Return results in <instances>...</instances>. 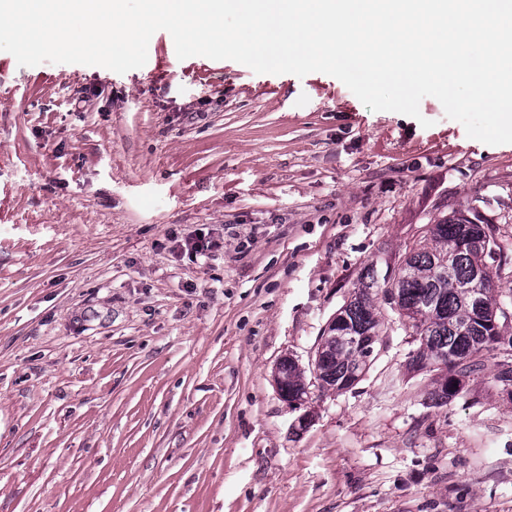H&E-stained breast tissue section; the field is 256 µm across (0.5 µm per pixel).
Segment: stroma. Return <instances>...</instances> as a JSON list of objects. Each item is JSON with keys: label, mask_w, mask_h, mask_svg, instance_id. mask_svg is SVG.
Segmentation results:
<instances>
[{"label": "stroma", "mask_w": 512, "mask_h": 512, "mask_svg": "<svg viewBox=\"0 0 512 512\" xmlns=\"http://www.w3.org/2000/svg\"><path fill=\"white\" fill-rule=\"evenodd\" d=\"M419 109L181 60L164 30L123 74L0 51V512H512L494 360L434 405L381 300L356 386L311 367L363 268L456 212L489 221L512 301V144ZM281 367L284 373L288 376V383L283 389L284 397H288V399H285L287 402L299 404L306 403L309 399V389L308 386H305V383L303 381V376L296 365L295 361L291 358H286L281 362ZM281 367L279 364L276 366L274 372H273V381L275 384V387L282 396V388L285 384V377L283 373L281 372ZM305 386V395L299 393L295 398L294 396ZM293 397V399L289 400V397ZM284 399V398H283ZM289 400V401H288Z\"/></svg>", "instance_id": "35a3bbf8"}]
</instances>
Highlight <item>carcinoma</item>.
Segmentation results:
<instances>
[{
    "label": "carcinoma",
    "mask_w": 512,
    "mask_h": 512,
    "mask_svg": "<svg viewBox=\"0 0 512 512\" xmlns=\"http://www.w3.org/2000/svg\"><path fill=\"white\" fill-rule=\"evenodd\" d=\"M427 235L432 246L421 245L403 260L404 278L397 288V312L402 323L413 329L418 342L409 365L418 373H435L432 400L443 406L460 395L464 379L484 369L489 357L488 344L492 341L499 342L501 349L511 356L509 367L496 363L493 380L499 384L506 380L512 383V336L503 333L506 316L493 288L499 271V267L491 263L499 249L496 241L488 238L481 256L489 259L485 263L488 288L482 295L483 315L473 320L469 317L471 299L451 282L471 281L481 257L469 247L468 236L479 235V230L465 226V219L455 213L428 225ZM383 282L374 267L365 268L360 276V287L339 309L338 319L346 328L381 335L382 320L374 304L373 291L381 289ZM335 334L337 331L330 327L321 336L320 345L326 350L327 360L319 367L322 388L334 391L357 378L377 355L375 348L355 351L346 348ZM438 352L447 354L446 360L432 361ZM281 367L288 376L283 394L293 397L305 386L302 373L291 358L284 359Z\"/></svg>",
    "instance_id": "obj_1"
}]
</instances>
